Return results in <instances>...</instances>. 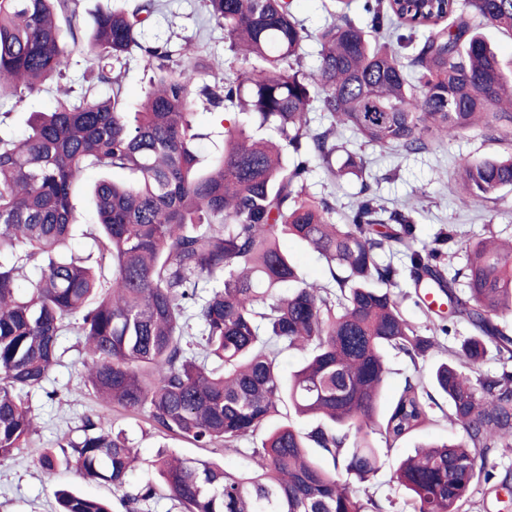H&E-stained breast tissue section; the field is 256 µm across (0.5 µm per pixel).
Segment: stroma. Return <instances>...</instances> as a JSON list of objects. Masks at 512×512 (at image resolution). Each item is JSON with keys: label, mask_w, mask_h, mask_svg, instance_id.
Listing matches in <instances>:
<instances>
[{"label": "stroma", "mask_w": 512, "mask_h": 512, "mask_svg": "<svg viewBox=\"0 0 512 512\" xmlns=\"http://www.w3.org/2000/svg\"><path fill=\"white\" fill-rule=\"evenodd\" d=\"M143 40L149 45H167L180 63L191 57L200 58L206 66L201 73L205 80L214 70L233 76L248 67L247 62L234 59L224 38L223 27L210 19L203 0H158V7L144 29ZM57 86L48 84L45 92L25 100L0 89V136L23 138L29 131L31 114L52 109ZM337 140L348 151L363 157L366 168L362 175H348L336 180L319 165L310 173V193L329 201L336 222H343L361 186L366 185L390 210L401 207L406 201L419 199L420 212L416 217L419 242H431L441 229L451 224L470 235L490 232L502 239H512V187L502 189L497 199L489 201L463 200L449 188L450 181L465 166L512 152V142L467 132L425 153L407 156L390 148L365 144L349 129L338 130ZM100 177V171L87 170L72 198L75 220L72 249L83 257L90 252L88 234L94 230L97 221L90 189ZM467 335L468 330L462 325L456 333L439 335L440 350L415 364L404 355H389V374L381 409L391 407L406 377L430 375L434 365L445 360L449 349L458 347ZM60 347L62 361L48 382L49 388L57 389V397L48 399L40 389L31 392L30 399L38 418L37 431L20 455L0 463V512H54V492L60 487L89 496L107 499L112 496V489L107 485L85 481L71 470L62 469L48 475L37 464L39 449L53 448L65 438L77 437L85 418L98 409L97 402L84 386L85 354L77 337L62 336ZM117 426L125 430L138 453V466L130 477L134 485L151 478V462L159 447H168L188 459H210L223 464L227 471L236 472L247 463L254 448L260 447L262 441L261 436L256 435L231 449L199 448L174 436H160L140 416L119 419ZM456 436V430L441 417L389 448L385 447L383 438H376L381 467L367 481L360 483V496L375 499L385 512H405V495L390 481L399 462L413 454L419 443L445 441Z\"/></svg>", "instance_id": "1"}]
</instances>
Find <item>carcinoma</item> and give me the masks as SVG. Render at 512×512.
I'll return each instance as SVG.
<instances>
[{"instance_id":"carcinoma-1","label":"carcinoma","mask_w":512,"mask_h":512,"mask_svg":"<svg viewBox=\"0 0 512 512\" xmlns=\"http://www.w3.org/2000/svg\"><path fill=\"white\" fill-rule=\"evenodd\" d=\"M292 0H205L224 23L232 52L259 65L235 79L218 73L199 83L200 64L174 63L164 45L140 36L154 0H121L94 21L87 46L98 61L93 88L56 99L33 114L28 134L0 137V462L29 442L34 417L28 394L43 388L60 362V336L82 340L85 386L102 404L81 435L44 448L48 474L64 468L112 485L126 512L166 493L182 512H366L348 477L375 472L371 435L395 443L448 402L459 439L417 446L391 480L413 512H462L474 482L496 478V448H512V371L479 372L490 351L512 360V336L497 320L512 315V241L474 236L461 242L464 270L449 272L453 227L434 245L415 248L411 213L385 208L362 190L345 223L312 199L307 176L318 163L330 174L355 173L347 155L333 165L336 130L350 128L368 145L419 153L463 132L512 138V80L479 32L512 34V0H365L363 27L334 0L333 20L316 41L317 65L303 69L308 38ZM77 0H0V87L35 97L64 76ZM406 34L394 35L397 30ZM427 35L413 44V34ZM140 50L152 73L135 112L126 111L114 64ZM237 108L245 120L224 128V152L197 169L196 98ZM318 103L330 120L314 129ZM271 128L262 139L251 127ZM86 167L121 171L93 189L98 267L68 254L74 223L71 194ZM512 186V155L463 170L460 189L492 199ZM284 237L312 248L330 280L307 282ZM398 247L407 264L380 261ZM39 270L21 291L26 268ZM432 285L439 305L470 335L429 380L405 379L391 409L380 412L385 353L411 361L451 333L442 311L432 336L405 317L393 291L403 274ZM465 290H458L459 278ZM308 356L289 377L282 358ZM144 415L161 434L201 448H235L264 432L252 469L232 473L212 461L168 449L153 461L159 483L126 490L137 460L121 431L106 429L109 412ZM307 418L304 429L291 416ZM317 449L332 466L322 464ZM56 512H112L103 498L69 488L54 493Z\"/></svg>"}]
</instances>
